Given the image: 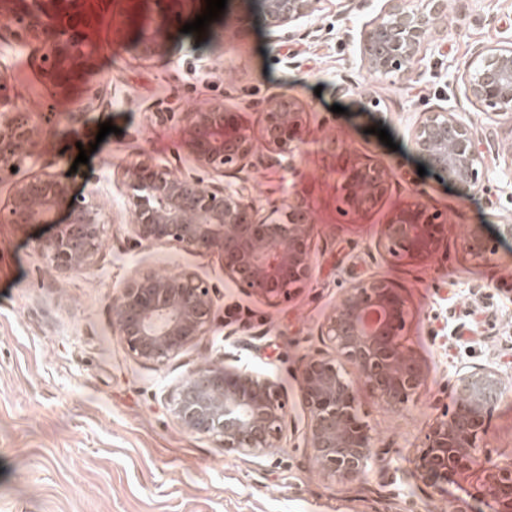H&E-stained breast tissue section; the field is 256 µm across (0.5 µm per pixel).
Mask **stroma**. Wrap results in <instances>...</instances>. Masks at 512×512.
Returning <instances> with one entry per match:
<instances>
[{"label": "stroma", "instance_id": "obj_1", "mask_svg": "<svg viewBox=\"0 0 512 512\" xmlns=\"http://www.w3.org/2000/svg\"><path fill=\"white\" fill-rule=\"evenodd\" d=\"M382 4L329 0L308 21V35L286 41L266 30L261 0H227L201 34L181 28L203 13L205 0H85L90 58L63 89L41 74L47 46L32 38L0 41V78L41 129L22 171L69 175L72 195L96 202L105 225L95 264L61 276L35 245L66 222V210L50 224L0 222V512H488L482 467L456 475L442 495L412 474L431 427L455 404L457 374L492 367L512 392V238L497 235L499 225L512 224V169L491 165L488 191L460 198L439 173L419 175L410 131L420 113L464 107L458 77L477 46L512 34V0H451L447 42L428 49L408 79L377 77L361 63L355 35ZM165 13L171 20L162 58L140 61L130 41L112 37L116 22L133 34L142 19ZM341 83L350 87L342 96ZM276 93L303 106L306 142L295 171L256 164L252 194L265 214L283 199L305 198L314 264L289 299L270 305L226 282L217 256L130 243L120 170L147 155L174 174L189 171L182 121L161 122L154 113L215 100L239 113L264 158V106ZM336 104L341 113L333 112ZM105 122L116 131L97 140ZM377 127L387 129L393 146L374 135ZM90 145L88 163L76 164L80 147ZM334 146L393 171L368 212L345 204L329 154ZM418 201L444 223L482 225L496 240L495 260H472L453 238L429 258L379 247L383 224ZM183 269L216 289L213 330L165 365L140 363L112 333V296L134 274ZM373 275L404 297L399 340L427 378L395 412L348 370L373 448L363 477L346 484L324 479L303 446L307 411L297 373L321 349L318 327L341 289ZM444 324L460 335L435 336ZM215 362L282 386V447L245 457L177 425L168 391ZM481 444L492 462L512 463V402L496 401Z\"/></svg>", "mask_w": 512, "mask_h": 512}]
</instances>
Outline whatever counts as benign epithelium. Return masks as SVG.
Returning <instances> with one entry per match:
<instances>
[{
    "instance_id": "7a95c632",
    "label": "benign epithelium",
    "mask_w": 512,
    "mask_h": 512,
    "mask_svg": "<svg viewBox=\"0 0 512 512\" xmlns=\"http://www.w3.org/2000/svg\"><path fill=\"white\" fill-rule=\"evenodd\" d=\"M324 0H262L265 23L272 33L292 39L321 10ZM448 14V0H386L379 14L359 33L363 66L379 77L404 78L430 47L436 21ZM13 36L33 37L48 45L42 72L55 79L74 75L87 58L84 22L74 13L65 20L46 10L18 17ZM138 59L165 55L162 24L142 30L133 40ZM463 97L487 119L512 128V35L476 50L460 74ZM0 82V177L14 178L13 190L0 221L7 224H48L65 207L68 219L54 236L37 244L46 265L59 275L90 268L103 245L100 210L71 194L69 180L40 171L18 176L40 135L38 125L5 98ZM183 150L197 175L176 176L145 156L122 169L129 194V234L136 244L174 246L190 253L218 256L224 277L240 290L268 304L289 296V288L307 280L313 268L314 224L304 198L260 215L248 178L231 188L224 171L240 173L254 166L255 145L244 132L239 113L214 101L183 113ZM303 112L285 94L268 98L264 112V144L276 152L271 161L294 157L303 144ZM417 153L441 173L463 198L486 191L485 175L494 161L512 162V138L495 141L478 131L463 112L442 107L420 113L411 128ZM334 166L346 176L356 210L380 199L392 172L368 165L343 150ZM418 202L398 210L381 230L390 252L427 258L439 251L448 227L437 223ZM462 250L472 259L489 262L496 255L477 225L465 230ZM215 288L196 273L181 270L131 276L112 299V327L128 354L154 366L178 357L214 322ZM378 306L386 318L374 329L365 312ZM404 300L382 277L352 282L324 317L319 336L332 353H316L300 367L302 401L308 411L304 447L325 478L354 482L362 475L373 447L372 435L356 412V395L344 374L351 365L365 385L391 410L401 411L426 379L424 365L399 341ZM504 388L499 372L479 368L459 377L455 408L430 430L417 465V477L437 493L456 474L482 463L478 448L484 423ZM175 422L185 431L209 436L228 452L259 457L282 444L288 417L287 398L269 379L248 371L211 364L192 371L169 396ZM489 512H512V463L485 467Z\"/></svg>"
}]
</instances>
